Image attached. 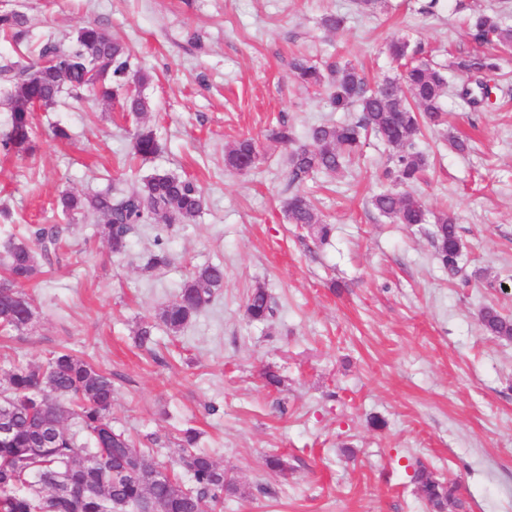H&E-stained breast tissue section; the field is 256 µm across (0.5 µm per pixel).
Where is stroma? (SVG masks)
Segmentation results:
<instances>
[{"mask_svg":"<svg viewBox=\"0 0 512 512\" xmlns=\"http://www.w3.org/2000/svg\"><path fill=\"white\" fill-rule=\"evenodd\" d=\"M27 15L31 36L68 38L92 22L128 46L152 80L144 93L161 150L130 160L138 121L90 94L62 96L31 115L28 155H0V242L62 222V192L125 190L161 169L192 178L207 204L195 223L139 227L113 256L95 223L66 226V245L32 291L35 319L0 336L6 356L42 361L68 347L109 372L114 426L138 438L192 427L199 445L239 481L223 512H430L414 479L423 469L454 487L461 512H512V339L488 334L480 313L512 316V49L499 68L466 75L475 53L463 26L472 10L512 24V0H0ZM344 17L343 28L321 24ZM408 39L445 66L446 121L419 144L430 166L409 188L433 213L456 218V274L439 262L429 225L380 215L374 193L390 154L370 140L351 166L304 185L334 226L319 242L283 208L292 148L271 139L279 122L307 144L311 125L354 120L325 91L304 89L288 63L350 64L369 88L395 77L385 52ZM495 86L485 112L463 107V85ZM69 136L53 138L52 126ZM254 137L260 160L225 169L224 152ZM469 139L461 154L452 137ZM172 263L146 268L156 239ZM224 267V288L179 335L157 327L150 349L139 322L173 302L195 265ZM268 290L272 316L245 314ZM274 371L280 387L267 386ZM282 456L288 471L270 470ZM245 312L252 322H264L273 313L271 299L265 288H253L247 295Z\"/></svg>","mask_w":512,"mask_h":512,"instance_id":"obj_1","label":"stroma"}]
</instances>
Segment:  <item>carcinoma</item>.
I'll list each match as a JSON object with an SVG mask.
<instances>
[{"instance_id": "obj_1", "label": "carcinoma", "mask_w": 512, "mask_h": 512, "mask_svg": "<svg viewBox=\"0 0 512 512\" xmlns=\"http://www.w3.org/2000/svg\"><path fill=\"white\" fill-rule=\"evenodd\" d=\"M471 41L485 51L457 59L462 72L497 70L495 48L512 46V25L499 14L473 12L467 20ZM0 37L19 45L29 39L25 15L0 12ZM392 62L402 68L398 93L387 95L379 87L367 88L360 71L349 64L323 69L303 56L292 59L290 70L305 87L326 88L335 110L354 107L357 119L322 123L308 130L310 146L292 151L284 210L291 224L306 228L319 240L331 227L300 186L313 176L338 174L358 155L372 134L393 149L386 178L396 186L420 181L427 171V157L417 149L422 131L444 121L442 98L448 88L444 72L415 58L406 40L387 45ZM149 75L133 67L129 49L100 26L79 27L65 42L47 38L33 63L21 60L0 65V82L9 86L6 104L10 125L0 135V153L29 149L33 137L30 113L34 108H53L60 96L83 91L119 105L139 118L150 109L142 89ZM133 155L146 160L160 152L155 131L142 124L132 137ZM259 162L252 137H244L224 154L229 171L242 172ZM381 215L399 224L434 225L431 237L442 265L454 272L461 242L454 218L432 214L424 202L408 192L386 189L372 198ZM62 213L71 221L104 219L101 235L112 254L128 251L130 235L138 224L159 219L164 229L193 224L205 206L202 189L192 180L168 171H155L142 185L120 193L110 191L60 197ZM59 231L40 228L28 237L4 242V266L0 270V331L21 335L34 318L33 289L43 265L60 247ZM224 288V266L202 264L192 268L176 299L163 307L157 321L146 320L135 332V344H153L156 323L176 336L217 297ZM245 312L252 322H264L273 313L271 299L259 286L247 295ZM485 331L512 337V319L493 308L481 313ZM114 387L102 368L68 350H55L41 362H8L0 373V416L7 415L9 434L0 435V512H203V504H224V497L241 487L237 479L211 455L198 447L199 433L183 431L173 461L112 424ZM71 427H66L65 423ZM183 471L192 486L182 487L175 470ZM420 495L432 512H448L458 506L453 490L431 475H416Z\"/></svg>"}]
</instances>
